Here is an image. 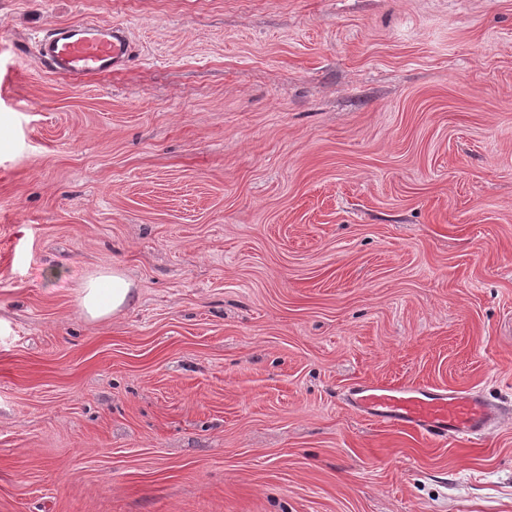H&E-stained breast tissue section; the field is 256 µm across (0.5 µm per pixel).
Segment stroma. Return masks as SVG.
<instances>
[{
	"mask_svg": "<svg viewBox=\"0 0 512 512\" xmlns=\"http://www.w3.org/2000/svg\"><path fill=\"white\" fill-rule=\"evenodd\" d=\"M89 18L123 71L36 64ZM3 77L0 512H512V0H0ZM131 299L130 283L118 273L92 278L81 289L83 314L92 320L103 318L125 307ZM347 401L365 418L435 438L482 439L499 413L474 392L424 385L359 383L348 391Z\"/></svg>",
	"mask_w": 512,
	"mask_h": 512,
	"instance_id": "35a3bbf8",
	"label": "stroma"
}]
</instances>
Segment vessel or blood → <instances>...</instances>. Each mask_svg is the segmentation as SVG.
Here are the masks:
<instances>
[{
    "label": "vessel or blood",
    "mask_w": 512,
    "mask_h": 512,
    "mask_svg": "<svg viewBox=\"0 0 512 512\" xmlns=\"http://www.w3.org/2000/svg\"><path fill=\"white\" fill-rule=\"evenodd\" d=\"M129 56L124 29L96 20L50 26L36 42V58L45 70L79 83L121 71ZM347 401L365 418L435 438L481 439L498 416L476 393L424 385L360 383Z\"/></svg>",
    "instance_id": "b4317fda"
}]
</instances>
